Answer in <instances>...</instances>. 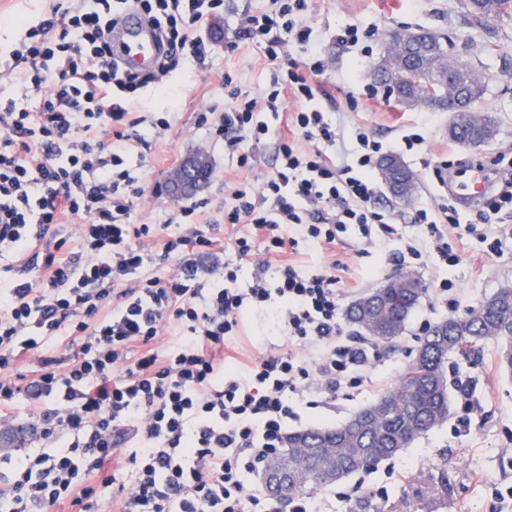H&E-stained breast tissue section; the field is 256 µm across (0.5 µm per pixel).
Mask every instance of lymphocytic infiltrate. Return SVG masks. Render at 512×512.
<instances>
[{
	"mask_svg": "<svg viewBox=\"0 0 512 512\" xmlns=\"http://www.w3.org/2000/svg\"><path fill=\"white\" fill-rule=\"evenodd\" d=\"M132 3L164 47L156 72L129 71L114 52L110 0L86 12L51 0L31 42L10 54L34 88L47 61L57 70L36 110L0 101V429L24 426L32 442L0 475V512L65 503L99 512L106 498L119 512H331L327 491L298 493L280 509L253 475L284 448L295 399L330 405L340 389L369 382L379 359L370 338L343 331L335 275L303 270L293 256L299 243L326 250L350 234L360 254L381 252L396 216L373 175L382 145L358 129L352 148L335 153L339 135L307 78L322 61L303 72L288 53L310 42L309 0H268L245 12L239 35L263 42L281 79L195 116L240 169L268 138L264 113L289 131L270 177L233 184L224 221L247 228L235 261L217 264L224 241L199 230L203 202L175 204L174 233L131 223L144 189L126 165L142 140L129 101L180 59L205 60L195 33L224 0ZM291 97L308 108L286 111ZM489 174L472 219L447 203L416 209L426 232L402 238L401 259L453 266L455 242L469 237L488 256L511 255V150ZM65 224L76 247L57 234ZM243 260L254 272L240 288ZM255 312L279 341L243 356L238 328ZM171 324L180 333L172 344Z\"/></svg>",
	"mask_w": 512,
	"mask_h": 512,
	"instance_id": "lymphocytic-infiltrate-1",
	"label": "lymphocytic infiltrate"
}]
</instances>
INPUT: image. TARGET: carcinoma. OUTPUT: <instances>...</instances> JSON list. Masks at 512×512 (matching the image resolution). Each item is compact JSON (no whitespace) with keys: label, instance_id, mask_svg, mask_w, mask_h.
Returning a JSON list of instances; mask_svg holds the SVG:
<instances>
[{"label":"carcinoma","instance_id":"obj_1","mask_svg":"<svg viewBox=\"0 0 512 512\" xmlns=\"http://www.w3.org/2000/svg\"><path fill=\"white\" fill-rule=\"evenodd\" d=\"M468 13L475 21H486L512 13V0H469ZM454 73L458 79L473 80L471 69L450 51L431 56L427 66L410 65L399 80L402 93L407 95L405 105L414 107L432 99L439 81ZM452 137L462 140L474 133L493 137L496 119L483 118V125L475 128L465 117L459 116L451 127ZM380 303L370 307L368 314L373 323L349 308L345 318L358 331L366 334L377 345L391 347L405 330L412 310L424 293L422 283L406 288L398 283L380 288ZM488 339L503 344L501 363L512 370V284L499 288L481 307L465 318L450 317L429 330L420 342L416 356L400 375L397 383L379 400L388 408L363 424L357 435L350 439L345 424L332 427H310L288 433L287 448L281 458L292 461L302 448H323L336 451L341 458L343 477L368 469L379 460L394 456L421 436L442 426L450 412L447 384L449 356L476 351ZM329 485L309 462L299 464L293 489L288 494L314 492Z\"/></svg>","mask_w":512,"mask_h":512}]
</instances>
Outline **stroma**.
I'll use <instances>...</instances> for the list:
<instances>
[{
  "mask_svg": "<svg viewBox=\"0 0 512 512\" xmlns=\"http://www.w3.org/2000/svg\"><path fill=\"white\" fill-rule=\"evenodd\" d=\"M466 0H312V37L322 52L324 68L313 75L318 102L328 113L341 135H349L354 127H363L382 141L384 154L401 156L417 176L419 190L410 201L394 199L382 193L383 204L397 213L396 224L385 240L386 251H396L402 236L412 233L411 217L427 193L443 198V190H432L435 170L448 156L458 159H492L501 148L512 146V16L477 24L471 22ZM265 0H224L223 12L210 23L212 54L199 63L180 61L177 69L153 85L138 100L139 112L174 110L177 120L171 129L158 133L143 128L144 138L130 156V165L143 178L145 196L132 213L135 224H163L174 198L167 186L170 173L186 157L204 153L212 166L209 181L193 197L208 203L216 224L215 236L230 238L225 228L224 185L240 178L261 182L274 168V154L269 147L253 152L250 167L237 168L232 163L222 140L195 126L196 113L224 111L230 97L224 87L225 76L241 92L255 91L269 84L274 70L265 60L262 45L239 42L237 28L242 14L264 7ZM46 0H0V54H9L24 39L31 20L47 9ZM357 24L373 32L372 50L339 45L336 35L342 26ZM430 28L448 36L459 48L466 62L487 87L477 108L495 113L498 131L485 147L473 149L448 134L450 117L445 112H431L427 107L407 108L384 92L375 99L365 93L374 89L371 76L374 62L387 48L388 35L399 28ZM419 127L426 139L421 151L407 152L400 136L410 127ZM356 243H348L336 253H323L301 247L299 260L303 266L319 267L339 260L335 272L341 287L363 281L365 289L383 285L400 267L380 264L376 255L358 256ZM460 261L454 266H432L419 270L425 293L410 316L406 330L392 352L382 353L373 381L369 385L340 391L333 408L300 403L297 420L289 422V430L327 427L339 424L355 411L390 389L410 363L421 335V324L435 325L450 316L462 317L478 308L504 282H512V257L490 258L478 243L467 241L459 247ZM453 288L447 301L433 294L440 281ZM502 345L483 342L474 353L454 358L449 377H469L475 385V396L482 405V419L472 424L470 433L454 436L449 426L418 438L398 455L385 459L368 470L333 484V491L343 493L336 512H488L493 488L512 482V372L500 363ZM399 469L410 472L407 482L396 483L392 473Z\"/></svg>",
  "mask_w": 512,
  "mask_h": 512,
  "instance_id": "obj_1",
  "label": "stroma"
}]
</instances>
